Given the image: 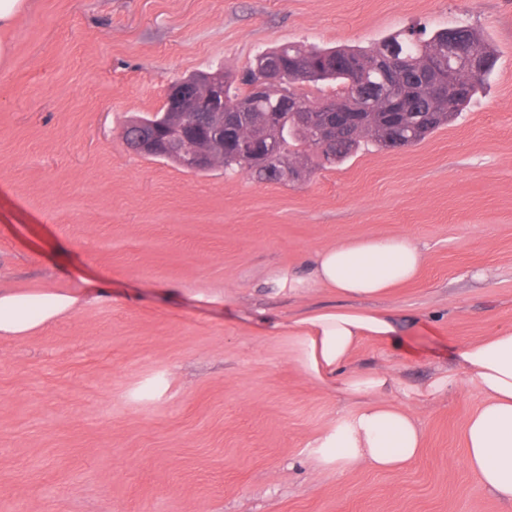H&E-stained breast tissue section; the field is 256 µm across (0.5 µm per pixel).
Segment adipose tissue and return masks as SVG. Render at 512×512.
<instances>
[{
  "instance_id": "ef3b65f1",
  "label": "adipose tissue",
  "mask_w": 512,
  "mask_h": 512,
  "mask_svg": "<svg viewBox=\"0 0 512 512\" xmlns=\"http://www.w3.org/2000/svg\"><path fill=\"white\" fill-rule=\"evenodd\" d=\"M426 260L424 248L412 239L368 235L318 248L310 256L308 275L281 268L272 282L293 296L325 289L372 299L412 280ZM92 300L87 288L0 286V337L27 338L71 318ZM270 327L287 335L288 354L306 376L345 402V411L307 442L321 470L406 469L417 460L423 443V429L409 401L430 404L450 388L470 384L482 400L466 419L464 465L497 499L512 505L511 327L459 347L450 365L436 368L427 382L412 386L393 371L351 364L365 339L399 346L398 322L388 312L309 311L292 320L272 321Z\"/></svg>"
}]
</instances>
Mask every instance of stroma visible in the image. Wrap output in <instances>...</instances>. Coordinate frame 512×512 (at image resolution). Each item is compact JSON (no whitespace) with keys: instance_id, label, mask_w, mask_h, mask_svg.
I'll list each match as a JSON object with an SVG mask.
<instances>
[{"instance_id":"stroma-1","label":"stroma","mask_w":512,"mask_h":512,"mask_svg":"<svg viewBox=\"0 0 512 512\" xmlns=\"http://www.w3.org/2000/svg\"><path fill=\"white\" fill-rule=\"evenodd\" d=\"M496 63L477 99L403 150L297 181L191 172L139 155L127 122L169 85L242 71L295 42L367 47L456 24ZM0 65V281L104 296L23 341L0 339V512H512L464 465L472 386L416 407L406 470L321 471L307 440L344 408L259 317L345 306L295 297L314 249L369 234L424 247L418 277L372 300L402 349L364 340L357 366L419 384L456 345L512 326V0H33Z\"/></svg>"}]
</instances>
